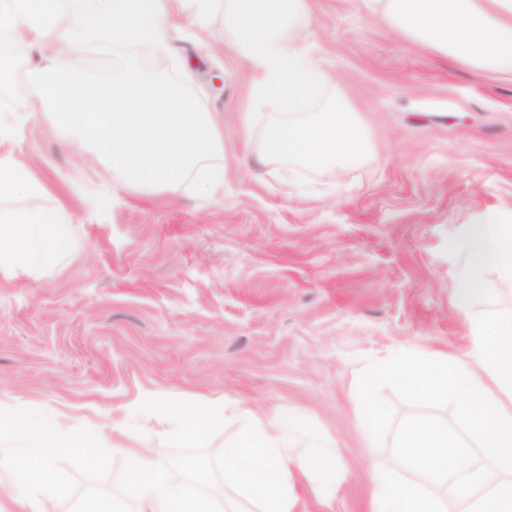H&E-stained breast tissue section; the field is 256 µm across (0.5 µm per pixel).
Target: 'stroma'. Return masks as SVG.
I'll list each match as a JSON object with an SVG mask.
<instances>
[{
    "label": "stroma",
    "mask_w": 512,
    "mask_h": 512,
    "mask_svg": "<svg viewBox=\"0 0 512 512\" xmlns=\"http://www.w3.org/2000/svg\"><path fill=\"white\" fill-rule=\"evenodd\" d=\"M306 45L334 73L327 99L356 112L360 160L331 170L294 167L301 196L253 166L271 111L250 105L255 70L229 48L222 16L206 38L182 28L171 54L76 44L64 63L105 85L128 66L182 84L224 132V192L194 182L172 195L134 189L98 204L117 177L77 154L45 113L0 87V113L28 114L0 139V156L32 165L49 186L32 207L64 204L77 255L34 278H0V415L70 419L56 449L57 512L112 505L137 473L102 448L79 457L103 415L166 469L211 479L224 495L217 448L232 421L197 441L176 436L154 396H203L291 421L299 452H341L331 494L297 488L296 512H371L374 476L390 444L369 448L358 379L369 361L406 351L453 360L471 346L470 319L512 311V288L488 271L478 299L459 305L463 249L449 248L486 213L512 219V79L456 64L386 30L360 0H312Z\"/></svg>",
    "instance_id": "stroma-1"
}]
</instances>
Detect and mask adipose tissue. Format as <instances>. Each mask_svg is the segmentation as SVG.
<instances>
[{
	"label": "adipose tissue",
	"mask_w": 512,
	"mask_h": 512,
	"mask_svg": "<svg viewBox=\"0 0 512 512\" xmlns=\"http://www.w3.org/2000/svg\"><path fill=\"white\" fill-rule=\"evenodd\" d=\"M390 32L438 50L460 63L512 76V0H363ZM224 16L232 52L261 78L250 90L255 104H272L254 161L276 163L283 183L293 166L351 165L365 151L355 112L323 105L334 75L302 46L311 0H0V36L26 45L38 58L26 93L34 110L68 128L73 150L92 155L120 174L123 186L154 193L178 191L196 181L207 193L224 188V135L208 113L169 88L129 74L107 87L65 73L67 46L108 43L171 52L178 21L204 35L215 12ZM25 165L0 158V277H38L61 267L75 250L74 220L63 208L29 209L18 202L45 194ZM465 263L456 300L468 304L487 269L512 284V232L487 214L462 232ZM241 437L217 454L231 491L223 504L190 491L143 448L113 443V453L135 459L141 480L132 490L137 512H295V487L313 482L331 493L342 476L338 449L319 455L290 446L284 420L257 421L236 409ZM69 420L44 425L21 419L0 426L16 447L0 452V497L17 512H53L56 475L50 453L66 439ZM39 493H30V485Z\"/></svg>",
	"instance_id": "obj_1"
}]
</instances>
